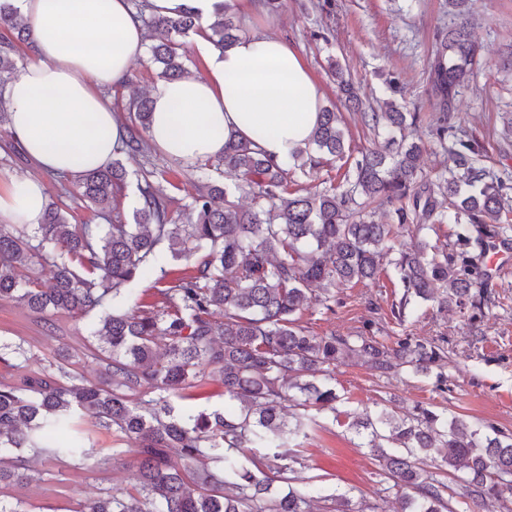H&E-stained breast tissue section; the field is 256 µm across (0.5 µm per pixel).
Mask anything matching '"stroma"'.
I'll use <instances>...</instances> for the list:
<instances>
[{
    "label": "stroma",
    "instance_id": "stroma-1",
    "mask_svg": "<svg viewBox=\"0 0 512 512\" xmlns=\"http://www.w3.org/2000/svg\"><path fill=\"white\" fill-rule=\"evenodd\" d=\"M465 10L477 68L456 95L451 117L479 138L487 167L512 172V134L505 132L512 122V0H468ZM238 20L246 32L287 39L325 100L336 97L329 68L334 61L367 95L385 98V82L394 77L398 102L421 113L427 124L440 115L429 97L427 57L439 31L457 20L449 0H414L410 5L405 0H285L275 13H242ZM155 80V66L145 61L133 66L127 84L105 88L104 94L123 118L129 97L147 94ZM149 159L168 180L165 191L172 211L184 210L197 172L154 148ZM491 284L495 302L473 324L466 313L422 301L405 322H398L390 307L403 288L391 273L339 290L332 309L315 306L303 313V324L320 335L368 332L384 343L408 335L443 345L448 381L440 390L431 376H382L361 364L338 365L331 379L339 396L335 415L318 417L307 436L296 441L298 487L312 489L317 497L344 493L352 501L376 504L377 512H396L394 492L385 490L369 449L360 447L347 426L350 412L386 408L400 413L421 404L512 433V268L493 275ZM97 323L94 314H56L43 320L17 303L0 302V341H24L31 353L20 371H7L0 363V376L10 375L16 383L23 371H40L64 360L88 380H99L98 365L79 348ZM475 326L483 334L478 343L471 336ZM99 446V453L85 463L31 459L29 480L6 488L8 502L20 503L23 512H74L79 502L129 488L134 482L131 454L115 452L106 433L100 434Z\"/></svg>",
    "mask_w": 512,
    "mask_h": 512
}]
</instances>
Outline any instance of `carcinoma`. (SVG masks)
<instances>
[{
	"mask_svg": "<svg viewBox=\"0 0 512 512\" xmlns=\"http://www.w3.org/2000/svg\"><path fill=\"white\" fill-rule=\"evenodd\" d=\"M132 3L158 36L149 48L158 77H183L185 55L176 38L198 29L195 15L150 14L147 0ZM210 30L220 48L240 36L227 7ZM29 41L15 12L0 6V83L18 71L17 46ZM475 53L462 14L428 56L429 92L443 115L429 126L428 138L415 141L404 131L420 113L394 101L379 109L365 104L331 61L338 100L358 112L373 138L351 144L334 105L322 108L310 145L285 160L231 136L223 156L196 165L222 169L234 183L198 184L188 224L176 221L170 198L155 185L156 172L145 167L150 100L131 101L127 137L117 152L144 180L132 219L119 209L124 163L77 175V195L106 223L72 224L49 202L34 228L0 224V301L82 317L104 307L107 297L117 299L128 283L152 277L163 241L172 259L198 261L165 283L163 308L114 306L100 320L92 336L102 344L87 348L101 364L102 380L90 382L59 363L25 376L20 386L0 381V491L25 479L26 460L8 452L34 448L47 460L87 461L94 457L89 435L106 431L134 454V484L120 495L81 502L76 512H314L313 496L292 486L290 445L307 436L314 414L336 411L338 395L328 383L336 365L353 361L382 375L433 374L441 389L448 356L439 345L407 336L389 345L374 336H321L301 324L303 312L314 305L331 309V289L376 280L387 265L404 288L393 311L401 322L415 298L474 316L493 303L490 272L474 250L508 239L512 178L483 166L478 141L448 117L469 82ZM429 141L453 163L451 176L437 183L420 165ZM338 161L344 172L321 189L293 179L297 169L319 172ZM238 193L250 205L239 204ZM382 208L391 210L392 223L372 219ZM443 225L451 229L449 241L430 243ZM404 231L415 237L413 248L388 258L390 243ZM44 268L52 274L48 288L38 275ZM208 371L224 383V408L178 406V399L195 398ZM347 417L360 447L370 449L399 494V512H452L454 495L469 512L489 506L512 512V434L422 406L403 417L386 410ZM251 448L277 452L246 455ZM444 467L457 490L437 474ZM277 483L287 489L276 490ZM375 509L371 503L356 509L338 494L325 497L321 512Z\"/></svg>",
	"mask_w": 512,
	"mask_h": 512,
	"instance_id": "cac0c4a2",
	"label": "carcinoma"
}]
</instances>
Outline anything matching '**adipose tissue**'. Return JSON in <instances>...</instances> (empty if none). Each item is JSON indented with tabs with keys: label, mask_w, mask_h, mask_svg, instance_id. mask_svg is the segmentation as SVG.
<instances>
[{
	"label": "adipose tissue",
	"mask_w": 512,
	"mask_h": 512,
	"mask_svg": "<svg viewBox=\"0 0 512 512\" xmlns=\"http://www.w3.org/2000/svg\"><path fill=\"white\" fill-rule=\"evenodd\" d=\"M30 30L28 61L0 86L13 139L43 172L74 175L111 165L124 132L102 91L125 83L147 40L130 0H13ZM159 15L192 8V35L206 63L202 74L159 80L149 91L151 144L191 166L221 156L229 137L258 142L280 159L305 148L317 126L323 93L288 42L249 33L225 48L208 38L224 6L243 13L263 0H150ZM45 186L12 178L0 189L1 224H39Z\"/></svg>",
	"instance_id": "obj_1"
}]
</instances>
